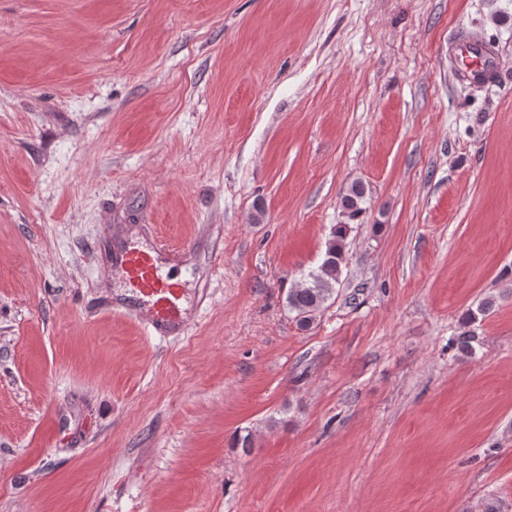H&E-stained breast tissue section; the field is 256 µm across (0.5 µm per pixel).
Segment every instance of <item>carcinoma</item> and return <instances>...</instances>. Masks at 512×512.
<instances>
[{
    "label": "carcinoma",
    "mask_w": 512,
    "mask_h": 512,
    "mask_svg": "<svg viewBox=\"0 0 512 512\" xmlns=\"http://www.w3.org/2000/svg\"><path fill=\"white\" fill-rule=\"evenodd\" d=\"M364 189L359 183L350 186L343 200L345 212L350 217H356L362 212ZM348 232V225L338 224L332 232V241L329 243L322 262L316 269L309 271L300 285L288 292L287 303L290 311L294 312L301 327L307 328L316 319L325 303L336 292V285L340 284V275L343 262V242ZM494 305V300L487 299L480 303L477 312H468L463 322V330L455 337L457 349L470 354L473 343L478 336L469 329V325L476 320V313L484 314Z\"/></svg>",
    "instance_id": "cac0c4a2"
}]
</instances>
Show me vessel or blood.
I'll return each instance as SVG.
<instances>
[{"label": "vessel or blood", "instance_id": "vessel-or-blood-1", "mask_svg": "<svg viewBox=\"0 0 512 512\" xmlns=\"http://www.w3.org/2000/svg\"><path fill=\"white\" fill-rule=\"evenodd\" d=\"M493 59L491 48L475 47L472 39L465 38L455 49V70L465 80L483 81L493 74ZM179 255V250L162 240L146 250L124 247L114 254V266L122 272L132 297L143 301L134 313L145 319L150 335L179 333L185 328L181 285L161 273L162 265L178 264Z\"/></svg>", "mask_w": 512, "mask_h": 512}]
</instances>
